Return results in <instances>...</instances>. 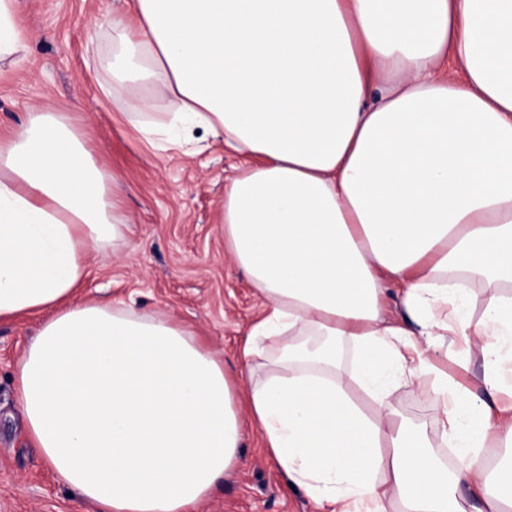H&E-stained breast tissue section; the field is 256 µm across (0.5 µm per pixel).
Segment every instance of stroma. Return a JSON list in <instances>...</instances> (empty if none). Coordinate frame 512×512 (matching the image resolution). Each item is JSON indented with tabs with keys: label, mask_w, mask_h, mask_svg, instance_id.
<instances>
[{
	"label": "stroma",
	"mask_w": 512,
	"mask_h": 512,
	"mask_svg": "<svg viewBox=\"0 0 512 512\" xmlns=\"http://www.w3.org/2000/svg\"><path fill=\"white\" fill-rule=\"evenodd\" d=\"M27 37L26 61L0 71V133L26 113L64 112L83 131L101 170L122 185L120 212L141 246L135 254L105 249L87 260L78 299L130 306L189 326L229 374L259 320L262 300L224 249L216 216L224 181L240 155L206 134L183 144L164 135L144 140L125 118L126 93L113 88L107 64L112 31L127 0H16ZM38 317L0 322V512H93L56 483L29 439L14 398L16 367L37 333ZM400 414L418 428L448 465L431 402L415 386L396 390ZM200 512H324L289 487L254 429L244 433L241 459Z\"/></svg>",
	"instance_id": "obj_1"
}]
</instances>
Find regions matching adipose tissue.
I'll list each match as a JSON object with an SVG mask.
<instances>
[{"instance_id": "ef3b65f1", "label": "adipose tissue", "mask_w": 512, "mask_h": 512, "mask_svg": "<svg viewBox=\"0 0 512 512\" xmlns=\"http://www.w3.org/2000/svg\"><path fill=\"white\" fill-rule=\"evenodd\" d=\"M110 26L144 135L198 127L244 156L217 221L266 310L240 389L191 330L74 303L90 252L139 244L82 132L28 113L0 139V321L45 316L15 385L53 478L94 512H197L249 426L325 512H505L512 463L489 474L484 450L512 440V0H132ZM24 41L0 0V60ZM310 336L362 351L368 409ZM460 339L478 405L426 356ZM400 382L455 471L400 420Z\"/></svg>"}]
</instances>
